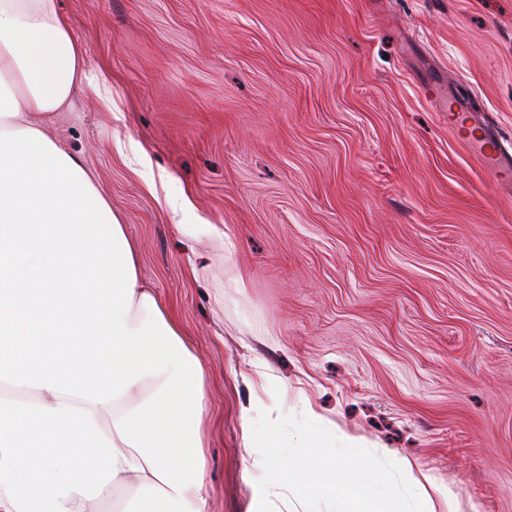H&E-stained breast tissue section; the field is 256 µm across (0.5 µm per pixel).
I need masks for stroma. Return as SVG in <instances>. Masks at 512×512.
I'll return each mask as SVG.
<instances>
[{"mask_svg": "<svg viewBox=\"0 0 512 512\" xmlns=\"http://www.w3.org/2000/svg\"><path fill=\"white\" fill-rule=\"evenodd\" d=\"M95 77L53 130L92 172L205 373L207 512L253 499L243 406L272 390L455 494L512 512V194L439 112L512 152V0H57ZM187 224L224 231L223 249ZM278 384L268 387V377Z\"/></svg>", "mask_w": 512, "mask_h": 512, "instance_id": "35a3bbf8", "label": "stroma"}]
</instances>
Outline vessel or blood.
Wrapping results in <instances>:
<instances>
[{"label":"vessel or blood","mask_w":512,"mask_h":512,"mask_svg":"<svg viewBox=\"0 0 512 512\" xmlns=\"http://www.w3.org/2000/svg\"><path fill=\"white\" fill-rule=\"evenodd\" d=\"M448 124L497 184H512V155L503 151L498 133L483 114L452 112L448 115Z\"/></svg>","instance_id":"vessel-or-blood-1"}]
</instances>
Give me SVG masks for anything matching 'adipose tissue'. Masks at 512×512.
Wrapping results in <instances>:
<instances>
[{
  "label": "adipose tissue",
  "mask_w": 512,
  "mask_h": 512,
  "mask_svg": "<svg viewBox=\"0 0 512 512\" xmlns=\"http://www.w3.org/2000/svg\"><path fill=\"white\" fill-rule=\"evenodd\" d=\"M86 56L56 0H0V512H97L113 485L141 512H205L203 371L93 174L47 132L92 82ZM306 415L287 454L277 428L248 440L271 451L256 497L275 485L332 512H434L430 476L404 462L397 486Z\"/></svg>",
  "instance_id": "adipose-tissue-1"
}]
</instances>
